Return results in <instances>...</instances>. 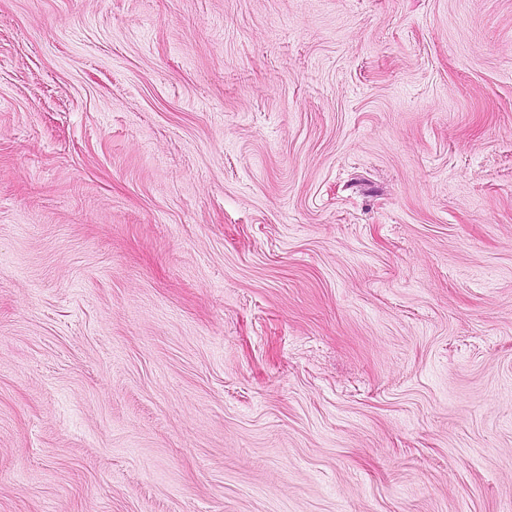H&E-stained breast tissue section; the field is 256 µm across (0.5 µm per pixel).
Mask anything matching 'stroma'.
<instances>
[{"instance_id":"1","label":"stroma","mask_w":512,"mask_h":512,"mask_svg":"<svg viewBox=\"0 0 512 512\" xmlns=\"http://www.w3.org/2000/svg\"><path fill=\"white\" fill-rule=\"evenodd\" d=\"M0 512H512V0H0Z\"/></svg>"}]
</instances>
